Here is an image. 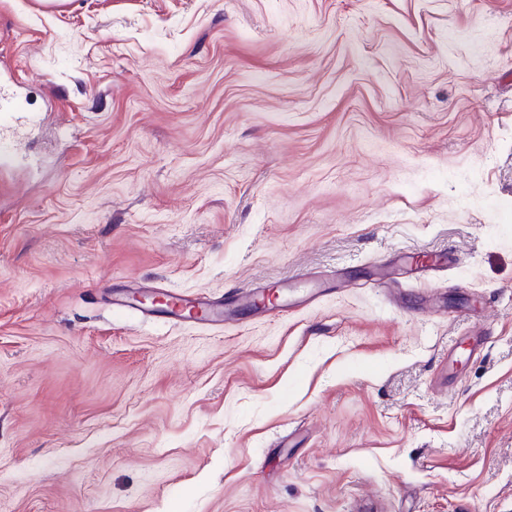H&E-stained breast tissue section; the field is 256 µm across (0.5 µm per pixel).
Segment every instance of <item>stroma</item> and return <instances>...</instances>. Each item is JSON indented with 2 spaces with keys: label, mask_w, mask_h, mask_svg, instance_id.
<instances>
[{
  "label": "stroma",
  "mask_w": 512,
  "mask_h": 512,
  "mask_svg": "<svg viewBox=\"0 0 512 512\" xmlns=\"http://www.w3.org/2000/svg\"><path fill=\"white\" fill-rule=\"evenodd\" d=\"M0 83V512H512V0H0ZM25 112H21L17 106V97L13 92L0 91V167L8 169L18 150L13 131L19 125L29 121ZM170 305L167 314L173 321L185 323L193 320L200 324L224 327L223 304L209 300L203 295H185L175 290L168 291Z\"/></svg>",
  "instance_id": "stroma-1"
}]
</instances>
